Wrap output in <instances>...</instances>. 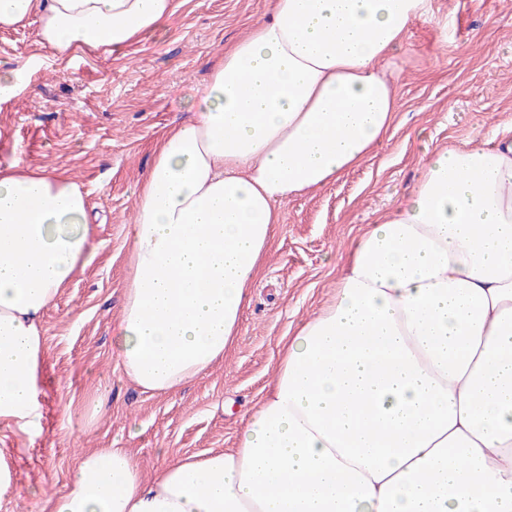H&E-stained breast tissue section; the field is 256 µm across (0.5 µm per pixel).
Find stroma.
Listing matches in <instances>:
<instances>
[{
    "mask_svg": "<svg viewBox=\"0 0 512 512\" xmlns=\"http://www.w3.org/2000/svg\"><path fill=\"white\" fill-rule=\"evenodd\" d=\"M384 66L398 110L388 136L334 182L279 204L281 220L250 290L234 348L164 395L128 382L113 352L130 229L156 143L193 116L216 53L269 16V0H175L168 24L117 53L57 57L39 22L0 27V167L65 173L87 193V264L43 317L41 430L0 432L17 464V494L0 512H48L81 455L126 448L144 479L164 455L236 447L242 415L264 395L283 342L329 299L349 248L448 146L492 148L512 126V0H432Z\"/></svg>",
    "mask_w": 512,
    "mask_h": 512,
    "instance_id": "1",
    "label": "stroma"
}]
</instances>
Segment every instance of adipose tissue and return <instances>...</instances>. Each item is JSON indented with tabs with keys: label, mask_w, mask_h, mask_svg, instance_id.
<instances>
[{
	"label": "adipose tissue",
	"mask_w": 512,
	"mask_h": 512,
	"mask_svg": "<svg viewBox=\"0 0 512 512\" xmlns=\"http://www.w3.org/2000/svg\"><path fill=\"white\" fill-rule=\"evenodd\" d=\"M214 58L192 121L158 142L138 199L114 351L166 394L234 343L279 203L340 178L398 109L383 60L429 0H271ZM174 0H0L61 57L114 53ZM353 241L333 297L282 351L236 448L80 458L50 512H512V132L430 153ZM87 199L0 168V425L40 426L45 312L88 258Z\"/></svg>",
	"instance_id": "adipose-tissue-1"
}]
</instances>
